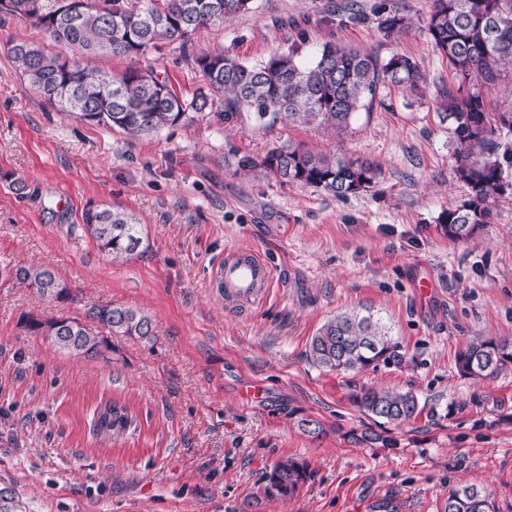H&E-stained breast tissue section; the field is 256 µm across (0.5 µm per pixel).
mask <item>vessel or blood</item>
<instances>
[{
  "label": "vessel or blood",
  "instance_id": "b4317fda",
  "mask_svg": "<svg viewBox=\"0 0 512 512\" xmlns=\"http://www.w3.org/2000/svg\"><path fill=\"white\" fill-rule=\"evenodd\" d=\"M225 298L242 303L263 299L272 280V270L255 252L240 249L225 257L216 271Z\"/></svg>",
  "mask_w": 512,
  "mask_h": 512
}]
</instances>
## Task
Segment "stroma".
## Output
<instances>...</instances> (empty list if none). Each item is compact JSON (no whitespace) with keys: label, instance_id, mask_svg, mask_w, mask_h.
<instances>
[{"label":"stroma","instance_id":"stroma-1","mask_svg":"<svg viewBox=\"0 0 512 512\" xmlns=\"http://www.w3.org/2000/svg\"><path fill=\"white\" fill-rule=\"evenodd\" d=\"M412 30L383 37L379 5ZM434 0H252L188 49L139 59L177 91L206 82L195 56L224 51L255 65L291 43L334 41L387 61L403 54L426 77L419 93L383 86L341 133L248 114L132 139L52 110L7 54L38 30L0 22V483L27 512H366L395 496L402 512H443L451 488L487 487L512 512V368L461 377L456 356L475 336L512 338V191L492 219L451 241L440 214L468 196L456 174L442 89L460 80L425 24ZM367 158L369 187L345 199L264 173H237L244 155L282 146ZM27 183L25 194L12 184ZM106 204L135 218L146 253L114 261L82 231ZM252 249L273 270L257 305L225 302L215 283L228 251ZM44 265L71 288L55 303L6 275ZM430 288L419 289V280ZM109 302L153 322L151 339L112 336L107 359L64 354L31 335L27 317H76ZM370 307L410 359L337 374L311 366V336L337 314ZM414 392L423 412L392 428V448L351 443L366 423L350 396L364 387ZM116 400L134 430L107 441L95 410ZM320 420L321 437L301 419ZM310 476L287 500L263 498L260 477L286 457Z\"/></svg>","mask_w":512,"mask_h":512}]
</instances>
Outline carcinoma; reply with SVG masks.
Wrapping results in <instances>:
<instances>
[{"label":"carcinoma","mask_w":512,"mask_h":512,"mask_svg":"<svg viewBox=\"0 0 512 512\" xmlns=\"http://www.w3.org/2000/svg\"><path fill=\"white\" fill-rule=\"evenodd\" d=\"M57 2L12 0L8 8L0 5L1 12L30 22L60 46V51L52 53L33 40L12 41L9 55L16 69L49 106L90 124L119 129L131 138L154 135L180 123L223 120L224 113L212 110L211 96L216 94L224 96L230 110L246 111L267 126L285 123L343 131L360 110L373 107L380 85L413 91L424 82L418 64L405 55L396 54L382 63L370 53L328 41L306 61L296 45L274 52L255 66L222 52L201 54L194 63L208 92L187 98L151 68L129 66L112 73L89 60L103 55L132 60L163 44L185 49L199 32L249 10L252 0H86L73 25L55 17ZM379 13L380 30L386 36H401L411 28L410 19L394 7L383 4ZM426 31L464 82L491 86L503 68L512 67V0H435ZM441 109L442 120L450 122L456 171L469 194L461 204L443 211L438 222L448 239L467 240L490 223L491 203L512 189V147L504 148L499 142L501 131L512 132V106L491 114L480 93L446 89ZM256 169L287 183L322 188L339 199L368 187L378 174V166L368 159L312 154L290 146L237 161L239 171ZM82 221L85 235L113 260L148 249L141 225L117 208L88 207ZM8 274L44 298L56 302L72 298L67 284L48 267L19 266ZM25 325L57 350L87 359L112 351L99 326L123 336H152V321L146 314L110 302L89 307L82 319L32 316ZM306 357L312 365L338 374L408 363L401 342L372 315L355 311L321 325L309 341ZM510 366L512 339L506 338L476 336L456 358L458 373L473 380L497 375ZM353 402L378 425L349 432L352 443L368 447H394L385 425L407 423L422 412L411 391L368 387L354 394ZM133 423L129 408L114 400L98 409L94 428L116 439ZM308 475L306 460L282 459L264 474L263 496L288 499ZM0 512H25L15 489L7 484L0 485ZM444 512H495V504L484 487L462 485L448 494Z\"/></svg>","instance_id":"obj_1"}]
</instances>
